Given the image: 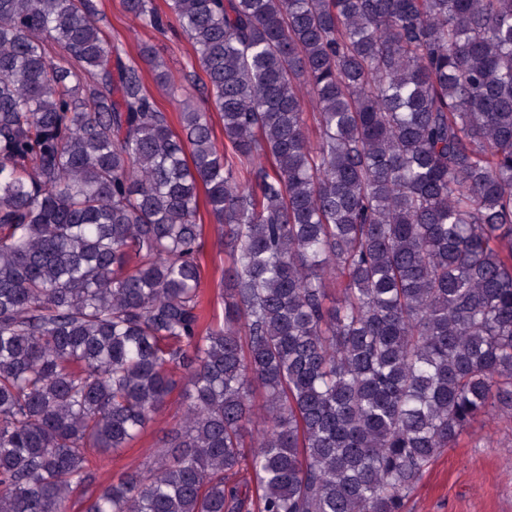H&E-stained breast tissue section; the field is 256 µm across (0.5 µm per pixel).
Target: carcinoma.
I'll return each mask as SVG.
<instances>
[{"label": "carcinoma", "mask_w": 512, "mask_h": 512, "mask_svg": "<svg viewBox=\"0 0 512 512\" xmlns=\"http://www.w3.org/2000/svg\"><path fill=\"white\" fill-rule=\"evenodd\" d=\"M165 2L177 129L92 0H0V512H68L177 373L84 512H404L512 417V0ZM204 196H200V216L204 224V238L202 240L201 264L204 274V288L211 301L212 309L222 317L224 304L220 297L222 279H224V247L220 245L216 224L208 215L203 205ZM183 412V398L181 384L173 390L163 413L149 424L141 437L129 448L113 454L105 467L98 471V478L90 487H80L72 495L68 512H83L84 500L91 496L101 485L116 481L123 473L135 467L153 463L152 448L160 442L164 433L173 427L181 418Z\"/></svg>", "instance_id": "cac0c4a2"}]
</instances>
